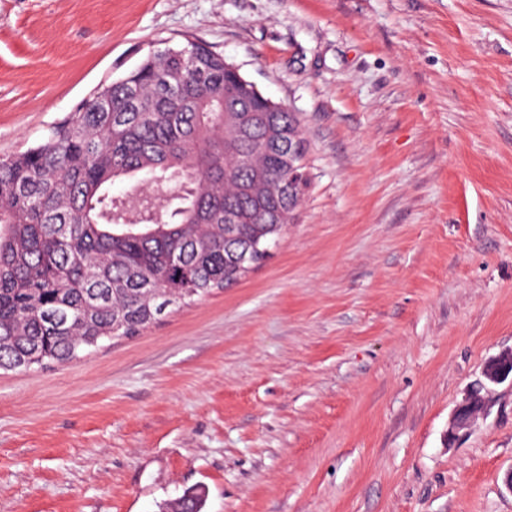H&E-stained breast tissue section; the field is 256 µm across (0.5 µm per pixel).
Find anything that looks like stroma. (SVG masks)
I'll list each match as a JSON object with an SVG mask.
<instances>
[{
    "instance_id": "stroma-1",
    "label": "stroma",
    "mask_w": 512,
    "mask_h": 512,
    "mask_svg": "<svg viewBox=\"0 0 512 512\" xmlns=\"http://www.w3.org/2000/svg\"><path fill=\"white\" fill-rule=\"evenodd\" d=\"M301 123L271 257L132 338L0 373V512H512V0H0V156L157 44ZM482 378L465 393L458 404L448 431L450 439H454L461 430L467 429L479 415L486 412L493 386L506 382L512 385V351L502 352L486 361L482 368Z\"/></svg>"
}]
</instances>
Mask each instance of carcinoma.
I'll use <instances>...</instances> for the list:
<instances>
[{"instance_id":"cac0c4a2","label":"carcinoma","mask_w":512,"mask_h":512,"mask_svg":"<svg viewBox=\"0 0 512 512\" xmlns=\"http://www.w3.org/2000/svg\"><path fill=\"white\" fill-rule=\"evenodd\" d=\"M298 131L222 54L162 39L43 142L0 157V370L69 364L263 264L307 189L292 180Z\"/></svg>"}]
</instances>
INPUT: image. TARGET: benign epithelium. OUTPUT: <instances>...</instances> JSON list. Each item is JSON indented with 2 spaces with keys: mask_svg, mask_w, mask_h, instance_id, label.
I'll return each mask as SVG.
<instances>
[{
  "mask_svg": "<svg viewBox=\"0 0 512 512\" xmlns=\"http://www.w3.org/2000/svg\"><path fill=\"white\" fill-rule=\"evenodd\" d=\"M509 382L512 384V351L502 352L485 362L482 368V379L478 380L458 404L448 431L453 439L458 433L469 426L475 419L486 412L488 396L493 387Z\"/></svg>",
  "mask_w": 512,
  "mask_h": 512,
  "instance_id": "benign-epithelium-1",
  "label": "benign epithelium"
}]
</instances>
